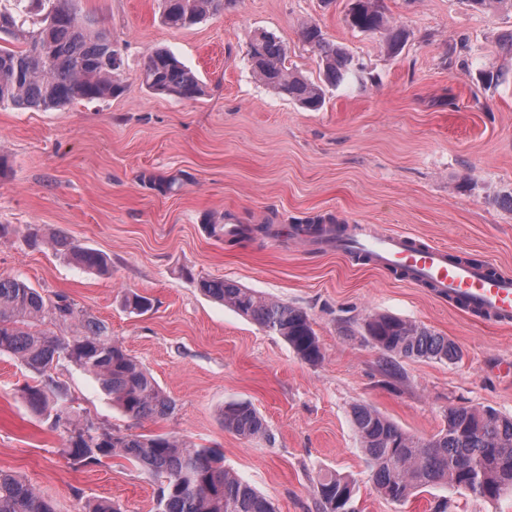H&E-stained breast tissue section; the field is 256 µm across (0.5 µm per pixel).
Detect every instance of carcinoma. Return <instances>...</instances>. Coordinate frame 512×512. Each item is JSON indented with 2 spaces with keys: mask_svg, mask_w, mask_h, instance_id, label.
I'll list each match as a JSON object with an SVG mask.
<instances>
[{
  "mask_svg": "<svg viewBox=\"0 0 512 512\" xmlns=\"http://www.w3.org/2000/svg\"><path fill=\"white\" fill-rule=\"evenodd\" d=\"M0 6V106L54 109L80 101H104L122 91L124 49L104 29L82 21L77 0H12ZM232 0H161V20L171 28L195 25L219 15ZM348 25L360 32H387L388 47L397 52L403 30L390 25L381 0H350ZM303 41L319 54L325 82L341 83L350 74L351 58L329 43L321 29L307 24ZM247 55L253 71L269 87L310 109L324 102L322 87L286 66L287 52L266 31L254 33ZM142 84L158 94L193 99L198 78L169 50L159 48L146 58ZM82 267L107 269L100 252L74 244L64 236L51 241ZM206 295L279 336L310 365L324 359L308 314L300 308L268 299L230 281L198 280ZM50 318L79 330L77 336H57L36 326ZM366 333L392 363L397 358L455 360L458 349L444 336L392 315H375ZM14 354L38 375L24 388L29 405L53 413L56 426L68 433L69 455L85 465L123 456L160 480L157 512H275L272 502L234 471L212 448L168 434L121 433L82 421L65 403L66 393L54 380L56 360L65 358L94 376L112 401L135 421L165 419L175 402L148 370L112 338L108 327L75 307L62 295L46 300L15 276L0 275V352ZM224 429L237 436L271 439L260 413L248 402L230 401L221 413ZM359 437L377 492L395 503L427 488L448 486L495 500L512 489V418L491 410L455 407L444 427L428 439L404 431L369 405L352 407ZM313 495L320 512H354V481L336 471L317 476ZM0 512H55L30 484L0 471Z\"/></svg>",
  "mask_w": 512,
  "mask_h": 512,
  "instance_id": "cac0c4a2",
  "label": "carcinoma"
}]
</instances>
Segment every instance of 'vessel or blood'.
I'll list each match as a JSON object with an SVG mask.
<instances>
[{"label": "vessel or blood", "mask_w": 512, "mask_h": 512, "mask_svg": "<svg viewBox=\"0 0 512 512\" xmlns=\"http://www.w3.org/2000/svg\"><path fill=\"white\" fill-rule=\"evenodd\" d=\"M330 251L367 257L377 268L402 270L414 281L428 282L438 295L463 299L467 308L490 315L493 323L512 326V274L489 275L486 267L454 261L448 250L418 245L408 236L351 225Z\"/></svg>", "instance_id": "vessel-or-blood-1"}]
</instances>
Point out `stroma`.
Listing matches in <instances>:
<instances>
[{
    "label": "stroma",
    "instance_id": "obj_1",
    "mask_svg": "<svg viewBox=\"0 0 512 512\" xmlns=\"http://www.w3.org/2000/svg\"><path fill=\"white\" fill-rule=\"evenodd\" d=\"M160 0H79L93 27L124 47L123 92L51 110L0 107V274L45 298L66 296L113 337L174 400V413L134 421L94 377L59 361L55 380L81 419L124 433H173L218 449L225 467L276 512H318L312 484L334 470L357 483L359 512H512V493L490 501L435 487L393 503L370 480L351 420L374 407L429 438L448 408L512 417V327L492 324L398 274L290 244L289 226L321 216L369 224L441 245L460 259L512 274V9L468 0H383L403 28L400 52L346 22L348 0H232L185 29L165 25ZM345 49L357 82L326 90L308 111L257 80L254 32L274 34L290 69L318 80L304 24ZM157 48L199 78L193 100L150 92L140 79ZM177 191H167L169 181ZM211 224L267 225L239 243ZM63 235L105 254L107 274L52 249ZM228 280L302 308L325 352L302 361L278 335L204 295L198 278ZM137 293L151 301L136 314ZM388 314L448 337L453 361L400 358L396 375L366 339L365 321ZM35 376L0 352V470L23 477L57 512L107 500L156 512L157 481L120 457L81 465L63 429L33 412L22 389ZM250 402L270 440L224 429L225 402Z\"/></svg>",
    "mask_w": 512,
    "mask_h": 512
}]
</instances>
